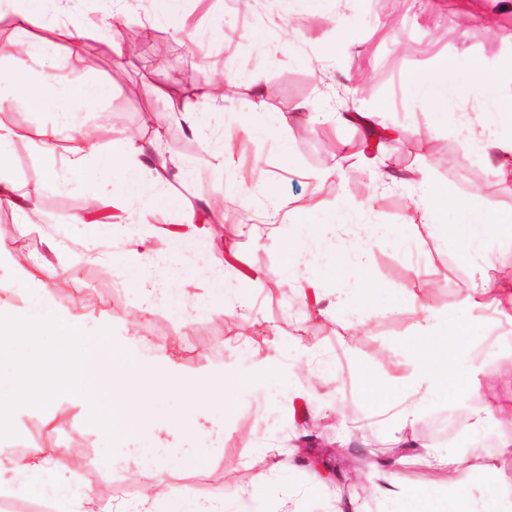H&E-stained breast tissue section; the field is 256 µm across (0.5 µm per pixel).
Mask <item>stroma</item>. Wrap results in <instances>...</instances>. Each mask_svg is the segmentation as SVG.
Masks as SVG:
<instances>
[{
	"label": "stroma",
	"mask_w": 512,
	"mask_h": 512,
	"mask_svg": "<svg viewBox=\"0 0 512 512\" xmlns=\"http://www.w3.org/2000/svg\"><path fill=\"white\" fill-rule=\"evenodd\" d=\"M122 7L123 20L114 25L106 0H70V14L94 48L92 59L76 67L63 59L65 38L54 40L55 58L39 65L14 33L0 39V72L31 66L43 78L65 85L92 80L103 90L83 110L79 132L60 131L53 154L41 133L54 125V113L17 106L0 114L14 133L16 194L33 197L22 221L0 207V239L8 247L0 282H19L45 257L75 278L64 287L44 280L57 308L110 319L113 335L132 332L163 348L183 373L247 375L267 367L261 384L223 389L207 422L212 442L174 477L202 496L239 491L228 512H278L287 495L297 512H339L347 503L354 512H397V502L370 493L393 471L403 485L429 484L435 500L458 507L444 471L426 464L438 453L461 458L464 482L487 467L512 474V421L495 412L512 407V309L467 304L480 274L459 263L460 242L439 246L413 225L422 180L507 215L512 174H501L505 156L496 148L463 150L453 129L403 83L410 71L435 74L442 57L460 77L477 61L495 85L466 99L449 94V111L489 112L495 100L512 98V0H327L321 12L299 10L289 20L276 0H180L175 21L158 17L153 0H123ZM145 28L161 33L165 53L128 54V32ZM296 103L303 109L287 127L247 134L250 109L272 118ZM185 105L199 112L198 132L188 129ZM340 112L369 119L342 123ZM132 133L145 156L166 158L174 196L88 223L87 198L101 190L97 171L63 190L50 170L68 153L119 150ZM344 204L350 211L343 234L385 224L406 238L370 247L381 291L352 329L324 291L329 268L292 281L279 276L292 263L296 216L306 211L320 219ZM189 221L196 226L189 244L173 251L168 230ZM51 239L61 244L57 252L47 249ZM215 281L248 287L251 304L240 306L233 296L208 303ZM153 282L178 285L203 305L185 314L140 307V288ZM424 282L430 289L420 304L407 303L406 293ZM428 310L470 319L471 351L458 368L475 388L462 404L452 396L423 402L408 441L397 444L356 370L389 383L407 378L414 354L406 340ZM309 419L322 423L319 444L273 469L277 451L305 436ZM48 421L57 428V446L70 450L69 474L102 499L136 498L165 474H147L140 459L125 455L126 436L103 437L67 402L20 412L6 444L44 448ZM260 472L268 485L249 497Z\"/></svg>",
	"instance_id": "1"
}]
</instances>
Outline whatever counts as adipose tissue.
Here are the masks:
<instances>
[{"instance_id":"obj_1","label":"adipose tissue","mask_w":512,"mask_h":512,"mask_svg":"<svg viewBox=\"0 0 512 512\" xmlns=\"http://www.w3.org/2000/svg\"><path fill=\"white\" fill-rule=\"evenodd\" d=\"M67 3L68 0H0V19L12 18L17 38L29 40L31 55L39 58L50 57L52 48L30 41L31 28L63 26L69 38L67 60L76 65L83 58L85 31L70 15ZM452 69V62L444 58L438 63L437 76L411 73L404 83L462 133L464 150L472 151L494 141L501 151L511 154L512 140H499L498 135L502 128H512V99L497 102L494 111L485 114L481 132H473L465 114L448 109V75ZM99 95L100 86L94 82L63 87L35 78L22 68L0 75V102L38 105L43 111L55 113L58 126L70 129L76 126L75 115L81 106L95 103ZM142 153V148L133 144L119 155L98 149L91 152L100 172L108 174L120 168L126 171L116 195L129 203L142 202L149 185H162L167 180L166 173L159 170L152 184L143 182ZM448 209L453 211L455 221L444 226L438 243L446 244L451 237L461 239L464 249L459 259L463 264L483 268L491 265L495 245L505 234H512V216L503 218L485 212L477 197L453 195L426 185L417 206L420 225L432 228L436 216ZM296 222L299 232L289 245L294 255L289 275H298L300 268L325 263L331 269V292L337 308L348 309L350 318H357L362 307L381 290L362 260L360 247L342 240L323 242L317 222L308 215L297 217ZM469 329L466 316L452 322L444 313L426 314L411 338L415 356L408 382L388 385L371 372L359 370L364 390L394 433L415 426L421 401L448 394L462 401L469 396L473 382L457 370V359L467 349L464 338ZM45 336L54 337V352L44 351L41 339ZM250 383L249 377L234 372L219 377L184 374L171 356L149 354L137 337L115 339L112 323L105 318L97 319L95 335H87L83 319L59 310L37 292L29 293L25 308L0 305V431L11 426L20 411L50 408L61 399L83 414H91V400L102 389L112 396L113 433H131L133 453L144 460L155 456L158 448L157 443L145 440L143 432L155 417L160 399H177L183 404L182 411L168 416L165 427L201 444L208 434L200 420L217 402L221 388L232 384L244 388ZM435 463L447 470L449 490L469 498L467 512H506L511 475L489 467L466 485L456 474L455 458L439 456ZM66 467L67 454L61 448L18 453L1 447L0 488H8L22 498L38 496L48 500L53 512H155L160 498L168 501L169 512H224L226 492L219 490L200 497L159 479L147 484L136 500L104 503L93 487L72 477L61 478ZM371 493L376 497L402 498L401 512H439L426 487H405L394 477L387 484L374 486Z\"/></svg>"}]
</instances>
